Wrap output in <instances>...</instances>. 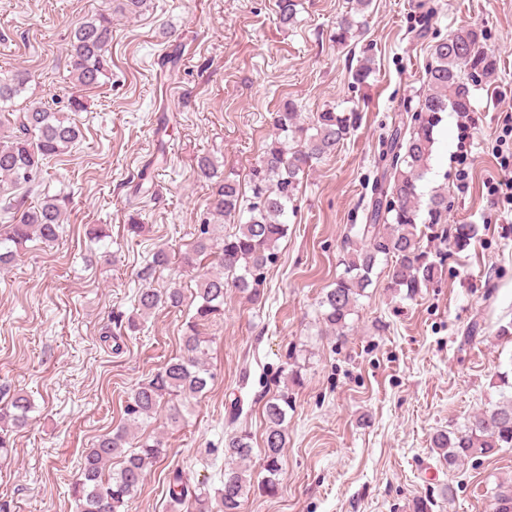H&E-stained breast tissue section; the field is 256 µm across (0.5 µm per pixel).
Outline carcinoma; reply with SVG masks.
<instances>
[{"label":"carcinoma","mask_w":512,"mask_h":512,"mask_svg":"<svg viewBox=\"0 0 512 512\" xmlns=\"http://www.w3.org/2000/svg\"><path fill=\"white\" fill-rule=\"evenodd\" d=\"M113 2L119 12L136 16L147 10L149 0ZM370 4L371 0H357L356 11L337 21L336 43L345 44L361 33ZM277 13L282 24L295 23L297 0H277ZM483 39L478 29L460 28L431 46V63L425 69L427 92L415 105L404 107L405 116L393 129L382 154L385 167L374 186L371 209L364 223L351 225L354 236L344 240L343 272L320 301L323 323L340 337L346 335L348 319L355 312L359 297L372 284L378 264L387 268L390 288L395 292L403 290L408 297L417 295L441 276L443 260L422 248L421 237L424 229L437 228L448 215V195L437 192L424 203L420 182L428 171L435 130L443 113L470 111L471 74L466 69L494 70L495 60L485 54ZM111 42L110 9L90 16L74 29L68 54L76 86L100 84L108 72ZM26 83L22 72L1 77L0 102L19 95ZM359 119L354 110L338 112L329 107L305 122L294 102L283 103L273 116L275 136L249 169L246 189L229 174L217 177V165L210 156L197 158L199 176L211 183V215L218 220L239 221L238 230L224 235L216 226L200 225L197 241L191 251L184 253L182 262L193 267L200 258L212 257L219 270L203 275L199 281L195 312L185 320L183 354L169 359L151 379L139 384L124 405L125 424L100 436L86 451L71 488L75 512H125L149 466L160 461L166 452L164 436L149 435L133 444L131 429L154 418L164 403L169 404V424L184 421V400L203 392L213 379L207 366L211 339L205 335L204 327L224 314V290L231 285L254 301L260 298L267 267L276 259L279 241L288 235L285 218L289 205L297 199L303 175L314 163L336 153ZM81 137L79 126L61 112L32 105L18 113L0 130V193L32 183L48 160L66 153ZM68 204L69 198L60 195L45 196L35 206L19 202L13 223L0 234V266L12 263L18 248L35 237L56 240ZM424 209L426 221L421 220ZM475 234L472 224L456 225V245L468 246ZM170 262L167 249H156L140 278H151ZM135 302L137 314L116 321L118 327L131 333L140 330L141 318L159 307H180L183 294L178 288L164 292L144 288L137 293ZM290 406L285 390L263 406L261 461L267 476L261 490L270 496L278 491ZM32 409L30 398L22 393L14 394L0 406V453L12 447L11 434L28 425ZM431 448L450 469L471 457L512 448V395L501 394L492 407L475 414L462 432L434 433ZM115 459L119 468L112 471L110 466ZM224 459V478L218 489L210 488L205 481L193 484L184 472L174 471L168 484L170 502L185 512H241L254 488L250 435H233L224 448ZM493 499V512H512L511 487H499Z\"/></svg>","instance_id":"carcinoma-1"}]
</instances>
